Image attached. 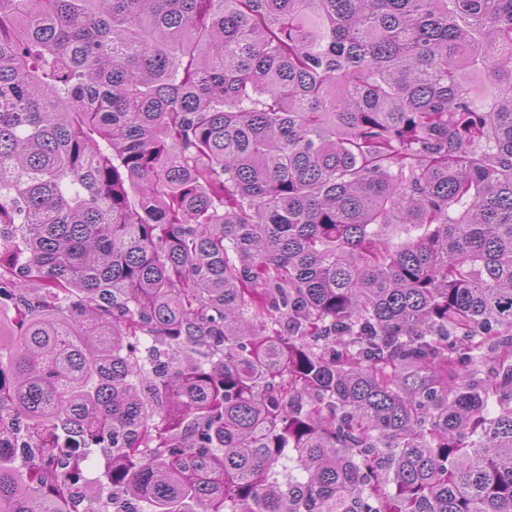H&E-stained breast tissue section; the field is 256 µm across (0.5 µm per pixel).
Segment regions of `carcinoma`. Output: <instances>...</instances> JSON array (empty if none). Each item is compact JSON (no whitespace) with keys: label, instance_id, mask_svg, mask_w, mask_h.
Wrapping results in <instances>:
<instances>
[{"label":"carcinoma","instance_id":"1","mask_svg":"<svg viewBox=\"0 0 512 512\" xmlns=\"http://www.w3.org/2000/svg\"><path fill=\"white\" fill-rule=\"evenodd\" d=\"M1 303L0 512H512V0H0Z\"/></svg>","mask_w":512,"mask_h":512}]
</instances>
